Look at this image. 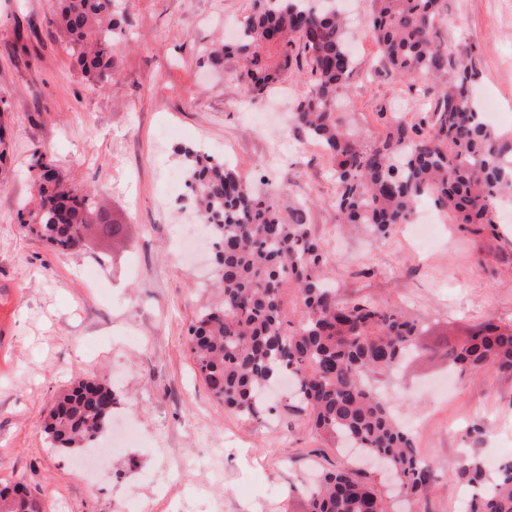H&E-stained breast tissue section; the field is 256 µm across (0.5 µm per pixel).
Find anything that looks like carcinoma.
Returning <instances> with one entry per match:
<instances>
[{
	"mask_svg": "<svg viewBox=\"0 0 512 512\" xmlns=\"http://www.w3.org/2000/svg\"><path fill=\"white\" fill-rule=\"evenodd\" d=\"M52 24L83 74L112 85V40L122 33L116 0H56ZM369 25L392 72L426 83L429 108L419 122L397 118L385 136L367 142L344 129L336 99L354 70L344 21L315 0H263L244 17L240 37L210 51L241 60L239 79L253 102L296 67L308 75L305 95L291 109L294 128L333 160L340 224H364L376 237L405 224L428 199L453 224L481 229L497 223L512 201V132L486 125L474 85L473 59L448 52L439 30L446 0H374ZM188 204L214 239L213 299L189 330L190 350L209 389L246 418L273 411L268 387L294 382L297 411L311 431L344 437L383 459L402 491L423 496L434 465L418 456L376 383L390 378L418 349L423 327L397 307L347 301L324 271L325 256L311 233L306 203L283 189L258 192L231 166L195 148L184 149ZM37 198L19 213L30 235L66 253L92 224L116 235L104 207L58 172L43 150L32 165ZM293 295L296 308L288 310ZM459 373L492 366L512 373V322L490 320L445 350ZM112 387L81 379L49 411L44 431L53 447L82 450L111 424ZM470 489L467 512H512V457L493 472L471 456L456 470ZM307 512H389L381 484L348 465L325 468L303 486ZM0 512H40L26 478L0 487Z\"/></svg>",
	"mask_w": 512,
	"mask_h": 512,
	"instance_id": "1",
	"label": "carcinoma"
}]
</instances>
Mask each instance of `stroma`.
<instances>
[{
	"label": "stroma",
	"mask_w": 512,
	"mask_h": 512,
	"mask_svg": "<svg viewBox=\"0 0 512 512\" xmlns=\"http://www.w3.org/2000/svg\"><path fill=\"white\" fill-rule=\"evenodd\" d=\"M355 68L336 111L351 132L384 135L394 105L418 121L423 85L385 66L367 27L373 0H346ZM442 38L473 54L475 92L495 99L496 127L512 130V0H447ZM254 0H119L125 32L112 43L116 73L105 89L83 77L51 25L53 0H0V110L8 174L0 179V482L25 476L47 512H306L297 493L318 465L359 461L386 485L392 512H465L455 471L465 453L512 455V376L492 369L451 376L447 343L490 319L512 321V221L471 232L438 214L429 248L397 225L385 238L365 226L336 229L330 158L315 143L303 156L270 162L277 141L297 143L290 124L260 122L280 96L302 97L295 74L245 101L240 62L213 64L209 49L236 27ZM35 19L30 57L17 55L18 31ZM235 147L233 165L251 181L286 188L309 204L325 272L348 299L404 310L425 328L419 353L384 387L394 414L439 478L417 499L377 460L312 434L302 414L279 407L256 420L225 409L189 349L188 330L213 279L175 256L185 199L169 188L184 171V148L200 141ZM46 149L74 186L103 199L117 239L88 238L60 253L27 235L18 213L34 192L32 154ZM111 383L113 424L133 420L141 439L110 458L87 486L79 455L51 448L44 421L74 382ZM480 439L466 438L470 426Z\"/></svg>",
	"instance_id": "35a3bbf8"
}]
</instances>
